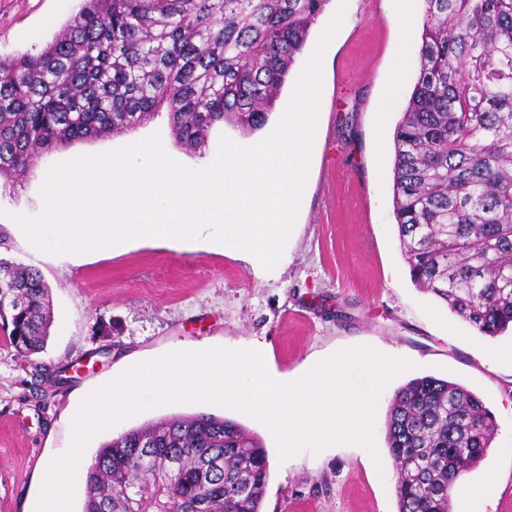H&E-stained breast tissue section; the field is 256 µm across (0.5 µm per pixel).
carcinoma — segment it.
I'll return each instance as SVG.
<instances>
[{"mask_svg":"<svg viewBox=\"0 0 512 512\" xmlns=\"http://www.w3.org/2000/svg\"><path fill=\"white\" fill-rule=\"evenodd\" d=\"M329 0H83L40 52L0 56V173L135 130L161 110L202 152L229 123L263 129ZM420 68L394 133L393 206L415 285L483 336L512 329V0H424ZM52 315L35 270L0 258V331L42 378ZM497 424L464 386L421 376L387 410L398 512H450ZM262 441L210 413L103 443L82 512H261Z\"/></svg>","mask_w":512,"mask_h":512,"instance_id":"obj_1","label":"carcinoma"}]
</instances>
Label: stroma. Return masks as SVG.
Here are the masks:
<instances>
[{"label": "stroma", "mask_w": 512, "mask_h": 512, "mask_svg": "<svg viewBox=\"0 0 512 512\" xmlns=\"http://www.w3.org/2000/svg\"><path fill=\"white\" fill-rule=\"evenodd\" d=\"M81 0H0V55L40 52L75 15ZM397 0H328L305 47L313 52L336 12L341 26L325 50L309 190L282 259L272 271L221 251L208 239L133 240L112 252L51 254L25 237L14 216L43 211L49 169L159 134L172 158L193 168L216 156L221 136L250 146L263 132L216 127L204 154L175 143L165 115L136 130L42 153L14 186L0 177V258L38 270L55 319L40 359L69 381L34 383L27 361L0 336V512H33L45 460L65 454L70 415L83 394L133 364L189 344L259 349L271 374L289 378L336 352L369 346L398 353L412 367L378 400L377 456L354 444L302 451L279 462L270 431L251 416L212 403H175L142 411L92 438L84 450L163 417L225 416L258 436L271 460L262 512H398L386 415L395 392L432 375L473 391L497 423L486 458L455 486L453 497L481 491L488 512H512V335L482 336L411 280L393 214V134L419 69L422 4L413 26L394 27Z\"/></svg>", "instance_id": "stroma-1"}]
</instances>
